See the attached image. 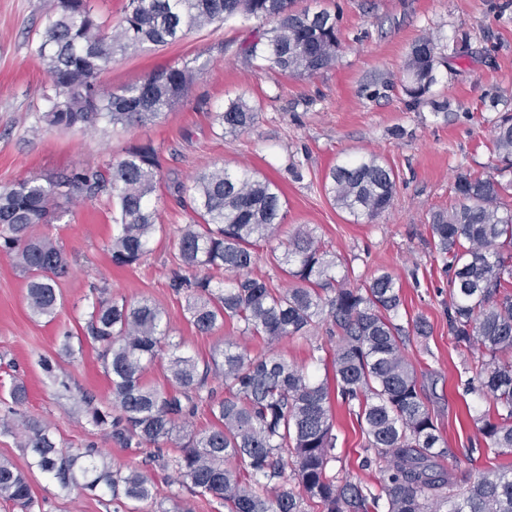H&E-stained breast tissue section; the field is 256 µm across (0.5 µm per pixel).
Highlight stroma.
Segmentation results:
<instances>
[{"mask_svg": "<svg viewBox=\"0 0 512 512\" xmlns=\"http://www.w3.org/2000/svg\"><path fill=\"white\" fill-rule=\"evenodd\" d=\"M295 6L336 13L340 48L331 68L311 77L264 73L238 53L258 20L205 26L163 47L145 43L116 55L99 79L105 91L117 93L154 69L191 61L204 72L185 102L153 123L84 132L59 130L43 119L51 83L32 46L45 32L47 0H0V189L73 166L101 167L130 146L149 143L162 161L155 206L164 227L140 265L118 268L107 251L116 231L107 197L72 205L45 229L71 261L51 319L32 316L27 280L0 252V415L10 403L12 383H23L27 416L48 425L63 446L91 444L114 466H143L146 449L117 445L92 423L81 400L87 393L104 407L110 395L101 346L85 331L91 287L105 284L116 298L146 299L164 310L180 354L203 360L225 341L238 340L233 324L202 335L183 317L185 297L171 281L178 236L192 213L169 186L217 167L245 169L279 187L284 213L279 236L260 249L253 275L291 287L268 254L301 225L335 255L337 276H348L351 286L391 273L402 289L398 323L421 317L431 327L428 338L411 337L404 354L425 388L446 461L466 473L484 467L489 452L474 419L491 408L492 397L465 388L475 377L478 353L458 349L448 333V278L432 248L429 224L434 212L456 204L458 175L494 172L493 129L502 116L512 115V0H296ZM423 38L437 44L439 64L427 97L415 101L403 90V65ZM238 98L258 107L259 118L246 132L220 134L211 115ZM436 100L447 102V110L434 111ZM371 154L394 170L396 188L388 212L357 221L333 205L326 177L334 165ZM314 341L328 352L336 345L322 328ZM311 342L286 339L268 349L252 340L248 346L322 380L331 376V365L312 358ZM332 413V472L379 493V467L364 463L366 439L355 414L337 400ZM29 479L35 512L152 510L148 503H117L102 490L63 491L36 469Z\"/></svg>", "mask_w": 512, "mask_h": 512, "instance_id": "obj_1", "label": "stroma"}]
</instances>
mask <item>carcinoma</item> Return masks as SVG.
I'll list each match as a JSON object with an SVG mask.
<instances>
[{"mask_svg":"<svg viewBox=\"0 0 512 512\" xmlns=\"http://www.w3.org/2000/svg\"><path fill=\"white\" fill-rule=\"evenodd\" d=\"M47 26L34 53L51 81L43 120L59 129H96L145 124L184 102L200 76L184 62L149 73L121 93H105L98 76L114 56L144 43L165 46L205 25L237 18L268 25L239 48L259 68L313 76L336 62V15L326 9H294V0H127L117 26L108 33L88 0H50ZM437 47L415 44L404 65L407 95L419 100L436 81ZM258 119L239 98L216 112L212 122L224 133H242ZM499 176L460 175L458 204L433 215L434 249L448 274V332L456 346L480 349L476 376L494 405L475 418L485 447L512 457V210L502 196L512 188L498 177L512 172V117L494 126ZM326 190L334 205L354 218L373 220L391 206L393 170L378 158H358L332 167ZM161 184V161L150 144L133 145L102 168L73 167L23 179L0 190V251L28 279V304L36 317H54L58 281L70 270L66 253L37 231L63 217L78 199L108 195L118 232L109 245L118 267L140 264L161 229L152 199ZM172 193L194 215L181 229L178 267L193 273L185 288L184 315L201 334L229 321L240 335L273 345L285 338H308L320 325L336 334L331 366L336 394L357 406L367 441L365 451L380 463L381 493L371 494L330 473L336 434L328 380L314 379L281 357L253 355L237 343L198 366L178 355L164 311L146 300L128 302L99 289L87 331L102 345L100 358L110 381L111 409L102 411L84 397L92 422L110 430L126 448L153 445L152 462L175 473L174 482L196 497L213 496L224 512H512V464L472 476L443 464L438 426L425 405L424 387L404 355L409 334L425 336L419 318L412 330L396 322L403 305L401 287L388 272L350 287L335 278L336 256L324 250L313 231L300 226L270 259L296 282L278 289L249 275L261 244L277 236L282 192L267 178L224 167L203 172ZM234 274L229 286L214 287L207 274ZM171 356L166 384L148 385L143 376L165 349ZM224 381L219 398L209 378ZM7 418L23 431L28 468L51 476L63 490L95 491L112 499L155 500L153 475L137 467L114 468L92 446L73 453L59 446L50 429L25 415L27 390L12 386ZM209 428H189L201 406ZM172 442L168 456L160 445ZM466 483L459 500L454 488ZM0 497L22 512H33L35 497L27 474L0 461Z\"/></svg>","mask_w":512,"mask_h":512,"instance_id":"1","label":"carcinoma"}]
</instances>
